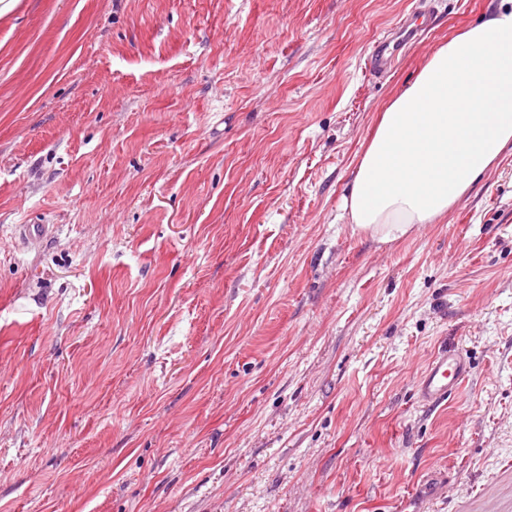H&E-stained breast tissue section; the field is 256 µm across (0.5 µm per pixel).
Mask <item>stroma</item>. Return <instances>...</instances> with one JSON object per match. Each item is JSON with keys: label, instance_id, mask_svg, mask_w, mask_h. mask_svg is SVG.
<instances>
[{"label": "stroma", "instance_id": "stroma-1", "mask_svg": "<svg viewBox=\"0 0 512 512\" xmlns=\"http://www.w3.org/2000/svg\"><path fill=\"white\" fill-rule=\"evenodd\" d=\"M493 6L0 17V512H512V153L396 242L339 218L385 104ZM444 347L469 374L428 406ZM423 30H425L424 26L411 29L403 40L402 47L413 45L419 39ZM400 49L395 50V44L391 47V40L388 36L376 40L368 57L369 69L373 72L386 70L395 62Z\"/></svg>", "mask_w": 512, "mask_h": 512}]
</instances>
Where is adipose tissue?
Instances as JSON below:
<instances>
[{"instance_id":"adipose-tissue-1","label":"adipose tissue","mask_w":512,"mask_h":512,"mask_svg":"<svg viewBox=\"0 0 512 512\" xmlns=\"http://www.w3.org/2000/svg\"><path fill=\"white\" fill-rule=\"evenodd\" d=\"M512 145V8L453 34L387 105L340 217L381 243L445 218Z\"/></svg>"}]
</instances>
